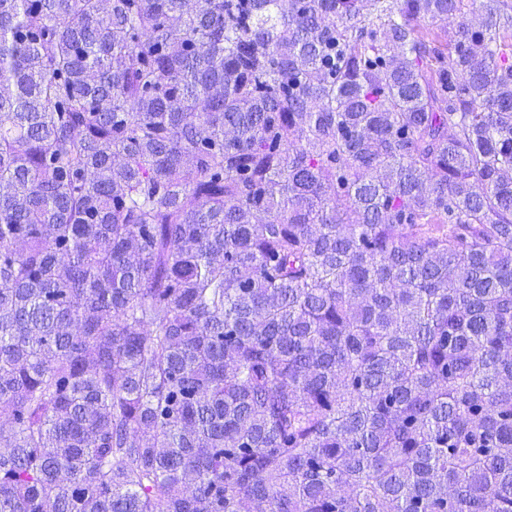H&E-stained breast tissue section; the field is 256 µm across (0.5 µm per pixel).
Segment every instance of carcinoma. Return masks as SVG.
<instances>
[{"mask_svg": "<svg viewBox=\"0 0 512 512\" xmlns=\"http://www.w3.org/2000/svg\"><path fill=\"white\" fill-rule=\"evenodd\" d=\"M0 408V512H512V0H0Z\"/></svg>", "mask_w": 512, "mask_h": 512, "instance_id": "cac0c4a2", "label": "carcinoma"}]
</instances>
